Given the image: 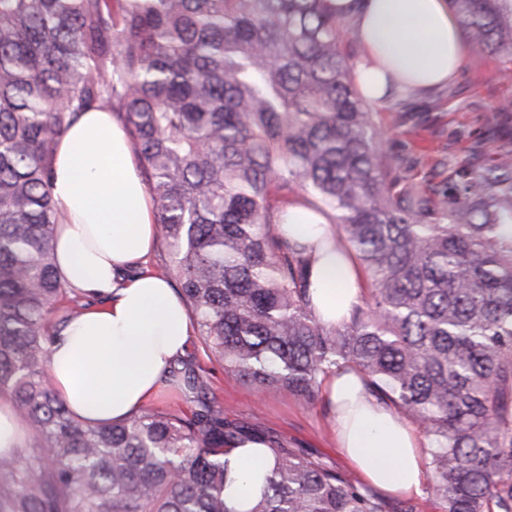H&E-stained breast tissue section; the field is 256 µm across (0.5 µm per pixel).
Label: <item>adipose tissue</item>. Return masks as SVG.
I'll use <instances>...</instances> for the list:
<instances>
[{
    "instance_id": "adipose-tissue-1",
    "label": "adipose tissue",
    "mask_w": 512,
    "mask_h": 512,
    "mask_svg": "<svg viewBox=\"0 0 512 512\" xmlns=\"http://www.w3.org/2000/svg\"><path fill=\"white\" fill-rule=\"evenodd\" d=\"M361 92L380 101L384 72L410 74L417 89L450 82L468 45L448 0H362L356 14ZM54 200L65 220L57 227V271L70 288L101 297L59 333L51 347L52 378L74 418L85 424L131 417L160 389L168 363L182 354L193 321L162 277L120 269L145 263L155 239V206L134 162L131 143L107 111H91L57 144ZM277 230L310 247V297L325 322L349 318L364 298V282L346 252L325 248L336 234L299 202L288 205ZM336 448L360 483L382 497L420 495L427 478L419 429L371 392L368 378L339 368L323 380ZM224 459V499L247 512L265 486L271 458L264 445H233Z\"/></svg>"
}]
</instances>
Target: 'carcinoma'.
I'll return each mask as SVG.
<instances>
[{
	"mask_svg": "<svg viewBox=\"0 0 512 512\" xmlns=\"http://www.w3.org/2000/svg\"><path fill=\"white\" fill-rule=\"evenodd\" d=\"M331 2L0 0V398L37 432L0 456V512H232L224 446L244 440L274 460L248 512H418L225 417L191 355L166 373L190 414L74 419L50 347L90 303L49 320L67 294L53 157L96 110L131 138L210 363L305 404L351 366L431 436L442 512H512V103L465 157L410 179L424 156L375 125ZM448 2L477 53L512 64L509 0ZM297 188L372 282L347 322L316 318L309 260L273 231Z\"/></svg>",
	"mask_w": 512,
	"mask_h": 512,
	"instance_id": "1",
	"label": "carcinoma"
}]
</instances>
